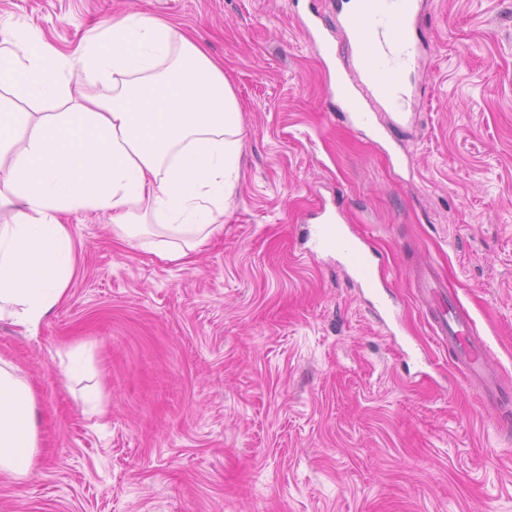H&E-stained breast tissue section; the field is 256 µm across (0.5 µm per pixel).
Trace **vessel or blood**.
Listing matches in <instances>:
<instances>
[{
	"mask_svg": "<svg viewBox=\"0 0 512 512\" xmlns=\"http://www.w3.org/2000/svg\"><path fill=\"white\" fill-rule=\"evenodd\" d=\"M421 9L420 0H345L344 7L338 8V22L352 66L337 69L336 82L329 93L341 101L346 117L356 127L376 130L382 112L389 116L390 129L410 122L408 109L413 90L408 72L422 54L417 35ZM324 24L323 15L315 11L308 16L304 28L319 53L332 59L336 49L323 33ZM314 218L307 236V256H335L359 287L373 296L378 311L392 314L363 238L346 225L343 214L327 205H320ZM416 286L428 303L434 334L454 349L466 380L481 386L484 403L498 404L504 391L503 378L491 365L488 348L478 337L473 322L457 316L433 266L420 270Z\"/></svg>",
	"mask_w": 512,
	"mask_h": 512,
	"instance_id": "b4317fda",
	"label": "vessel or blood"
}]
</instances>
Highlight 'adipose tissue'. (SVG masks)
<instances>
[{
  "label": "adipose tissue",
  "instance_id": "obj_1",
  "mask_svg": "<svg viewBox=\"0 0 512 512\" xmlns=\"http://www.w3.org/2000/svg\"><path fill=\"white\" fill-rule=\"evenodd\" d=\"M110 88L107 96L95 87ZM0 320L36 330L65 301L69 220L106 219L119 241L191 263L224 231L240 178V106L223 62L178 25L131 13L64 54L20 27L0 42ZM39 446L32 387L0 359V475L27 480Z\"/></svg>",
  "mask_w": 512,
  "mask_h": 512
}]
</instances>
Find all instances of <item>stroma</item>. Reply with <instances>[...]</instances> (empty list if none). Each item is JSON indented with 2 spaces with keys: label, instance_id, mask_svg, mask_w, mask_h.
Listing matches in <instances>:
<instances>
[{
  "label": "stroma",
  "instance_id": "obj_1",
  "mask_svg": "<svg viewBox=\"0 0 512 512\" xmlns=\"http://www.w3.org/2000/svg\"><path fill=\"white\" fill-rule=\"evenodd\" d=\"M130 12L223 61L239 182L186 265L73 218L67 299L29 335L0 320L39 433L0 512H512V0H424L413 121L384 139L339 112L290 0H0V32L69 53ZM323 202L371 243L395 320L335 257L304 256ZM426 263L503 369L498 406L435 342ZM77 347L89 373L70 381Z\"/></svg>",
  "mask_w": 512,
  "mask_h": 512
}]
</instances>
